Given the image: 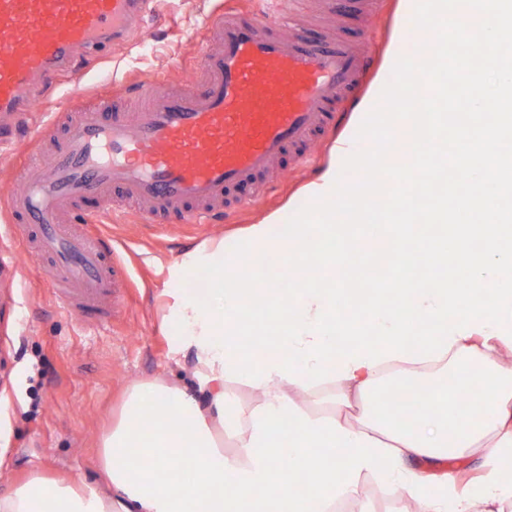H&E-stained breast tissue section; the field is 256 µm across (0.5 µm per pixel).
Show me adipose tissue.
Here are the masks:
<instances>
[{
    "mask_svg": "<svg viewBox=\"0 0 512 512\" xmlns=\"http://www.w3.org/2000/svg\"><path fill=\"white\" fill-rule=\"evenodd\" d=\"M222 245L203 241L170 273L166 323L195 360L198 391L167 378L133 382L99 440L102 485L34 471L0 494V512H333L364 475L405 489L418 512H504L512 504V323L470 321V334L456 336L437 361L399 354L371 367L336 357L337 378L313 387L304 373L281 379L282 354L259 350L263 382L234 403L219 316H198L182 298L193 256L223 258ZM396 384L425 391L427 407L380 406L378 395ZM466 457L478 458L485 475L465 489L454 476L433 483L417 469ZM175 462L196 481L170 474Z\"/></svg>",
    "mask_w": 512,
    "mask_h": 512,
    "instance_id": "ef3b65f1",
    "label": "adipose tissue"
}]
</instances>
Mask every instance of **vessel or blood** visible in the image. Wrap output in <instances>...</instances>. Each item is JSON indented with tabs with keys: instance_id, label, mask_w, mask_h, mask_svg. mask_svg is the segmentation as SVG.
I'll list each match as a JSON object with an SVG mask.
<instances>
[{
	"instance_id": "vessel-or-blood-1",
	"label": "vessel or blood",
	"mask_w": 512,
	"mask_h": 512,
	"mask_svg": "<svg viewBox=\"0 0 512 512\" xmlns=\"http://www.w3.org/2000/svg\"><path fill=\"white\" fill-rule=\"evenodd\" d=\"M150 0H0V135L3 118L31 112L38 92L91 55L139 29ZM208 46L193 77L172 87L145 74L132 85L138 111L109 96L68 88L63 120L0 144V165L18 159L35 176L10 199L25 243L48 258L45 276L67 310L85 323L110 319L130 286L127 266L98 214L76 224L77 201L110 204L112 189L152 224H202L223 217L228 196L251 187L289 151L333 128L336 110L355 96L375 61L372 39L310 38L278 10L228 8L212 15Z\"/></svg>"
}]
</instances>
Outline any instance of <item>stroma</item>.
Wrapping results in <instances>:
<instances>
[{
	"instance_id": "stroma-1",
	"label": "stroma",
	"mask_w": 512,
	"mask_h": 512,
	"mask_svg": "<svg viewBox=\"0 0 512 512\" xmlns=\"http://www.w3.org/2000/svg\"><path fill=\"white\" fill-rule=\"evenodd\" d=\"M224 2L157 0L127 44L81 61L77 77L98 92L108 81L141 72L180 82L199 62L205 25ZM283 6L300 12L304 25L322 35L370 33L382 51L406 25L399 0H380L368 17L347 13L326 21L317 17L314 0H283ZM348 120V113H337L334 129L311 145L307 161L284 156L274 191L231 224H148L121 209V196H114L118 209L103 230L112 235L133 286L121 312L98 326L61 306L45 279L44 259L21 256L22 244L0 211V493L35 470L97 484L99 439L125 388L142 379L191 377V354L174 345L163 323L173 301L172 266L201 242L232 239L270 214L286 223L308 203L305 188L321 174ZM416 510L406 493L366 476L335 512Z\"/></svg>"
}]
</instances>
